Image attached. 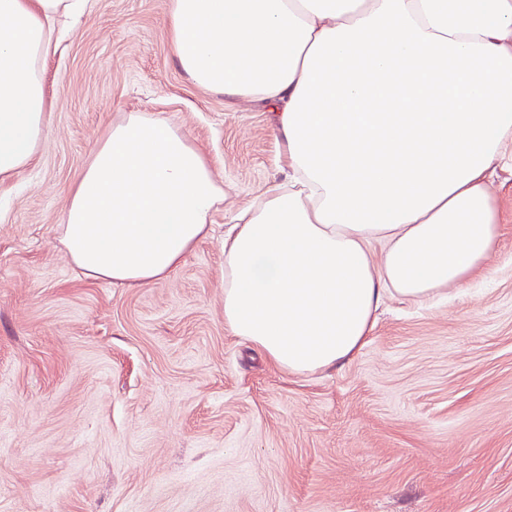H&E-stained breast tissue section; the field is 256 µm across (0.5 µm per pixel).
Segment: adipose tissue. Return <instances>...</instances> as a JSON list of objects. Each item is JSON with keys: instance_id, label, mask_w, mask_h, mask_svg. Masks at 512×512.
Masks as SVG:
<instances>
[{"instance_id": "1", "label": "adipose tissue", "mask_w": 512, "mask_h": 512, "mask_svg": "<svg viewBox=\"0 0 512 512\" xmlns=\"http://www.w3.org/2000/svg\"><path fill=\"white\" fill-rule=\"evenodd\" d=\"M90 0H0V180L44 136L42 67ZM197 86L273 110L287 181L224 234V325L295 375L348 364L387 298L427 302L484 269L512 167V0H167ZM166 120L107 125L60 243L126 288L173 273L224 198Z\"/></svg>"}]
</instances>
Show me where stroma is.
Here are the masks:
<instances>
[{"mask_svg": "<svg viewBox=\"0 0 512 512\" xmlns=\"http://www.w3.org/2000/svg\"><path fill=\"white\" fill-rule=\"evenodd\" d=\"M167 0H91L43 65L41 148L0 183V512H512V172L492 276L387 300L343 367L294 377L224 326V226L280 183L259 104L196 86ZM152 112L224 185L214 232L141 288L58 240L103 128Z\"/></svg>", "mask_w": 512, "mask_h": 512, "instance_id": "35a3bbf8", "label": "stroma"}]
</instances>
